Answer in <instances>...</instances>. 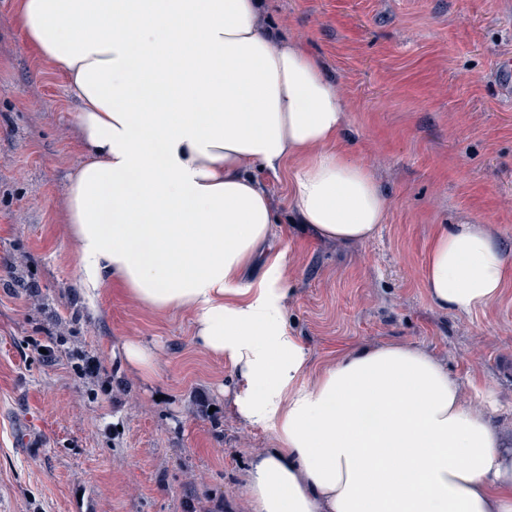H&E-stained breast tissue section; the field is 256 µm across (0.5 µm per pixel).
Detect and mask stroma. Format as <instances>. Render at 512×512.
I'll return each mask as SVG.
<instances>
[{
	"mask_svg": "<svg viewBox=\"0 0 512 512\" xmlns=\"http://www.w3.org/2000/svg\"><path fill=\"white\" fill-rule=\"evenodd\" d=\"M16 6L0 0V512H244L247 463L274 432L236 415L231 368L195 345L187 313L146 310L116 284L88 308L65 222L83 160L75 105ZM265 15L321 61L350 107L340 146L389 200L371 241H327L297 224L287 175L254 172L310 372L360 343H416L503 395L493 422L512 443V281L468 314L434 307L422 281L443 224L489 225L512 261V95L495 76L512 0H266ZM63 332L82 360L50 352ZM130 338L154 350V380L124 363Z\"/></svg>",
	"mask_w": 512,
	"mask_h": 512,
	"instance_id": "stroma-1",
	"label": "stroma"
}]
</instances>
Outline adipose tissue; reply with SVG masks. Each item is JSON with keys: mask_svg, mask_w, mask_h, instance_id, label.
I'll return each mask as SVG.
<instances>
[{"mask_svg": "<svg viewBox=\"0 0 512 512\" xmlns=\"http://www.w3.org/2000/svg\"><path fill=\"white\" fill-rule=\"evenodd\" d=\"M263 8L18 0L17 26L78 103L85 160L66 221L82 283L188 311L195 343L227 360L238 415L275 431L249 462L247 512H512L493 387L464 401L443 362L407 342L359 345L308 373L285 315L286 254L258 259L276 219L254 171L288 167L298 222L325 240H371L389 203L337 147L346 99L301 42L272 36ZM422 279L434 306L470 313L501 296L512 262L486 225L444 226Z\"/></svg>", "mask_w": 512, "mask_h": 512, "instance_id": "obj_1", "label": "adipose tissue"}]
</instances>
